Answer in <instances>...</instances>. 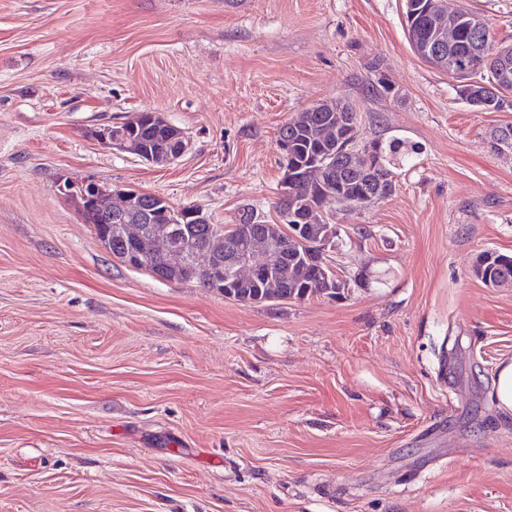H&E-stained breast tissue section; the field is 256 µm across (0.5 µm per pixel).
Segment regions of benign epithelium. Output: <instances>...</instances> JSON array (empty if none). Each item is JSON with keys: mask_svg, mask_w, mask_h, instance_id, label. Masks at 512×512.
<instances>
[{"mask_svg": "<svg viewBox=\"0 0 512 512\" xmlns=\"http://www.w3.org/2000/svg\"><path fill=\"white\" fill-rule=\"evenodd\" d=\"M425 15L432 21L439 46L453 45L458 37V23L466 17V7L459 5L448 8V0H426ZM418 50L434 61L441 69L453 73L460 67V61L455 55L445 56L434 52L429 44H418ZM495 60L497 79L483 85L488 91V103L493 105L499 96L512 86V46L497 45L492 54ZM136 127V120H125L114 125H107L97 131L98 138L121 150L137 152L138 142L131 134ZM321 139L334 149L346 151L354 139L352 134L347 138L335 135L331 126L321 129ZM82 199L80 208L92 213L100 227V238L105 243L114 240L122 244L140 245L150 238L161 247L165 264L173 268L190 267L202 261L199 253L181 245V233L176 225L188 219L198 224L207 223L203 210L194 207H184L178 210V215L168 220L166 224H152L154 217L151 201L145 198V193L137 190L115 189L108 191L96 182H84L79 191ZM309 246L305 239L294 236L290 243L270 235L250 237L246 246L238 249H228V258L224 266L211 268L206 282L219 287L225 280L247 283L262 276L265 300H281L282 280L285 274L293 273V261L285 260V255L298 253L303 247Z\"/></svg>", "mask_w": 512, "mask_h": 512, "instance_id": "7a95c632", "label": "benign epithelium"}]
</instances>
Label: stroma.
Listing matches in <instances>:
<instances>
[{
  "instance_id": "1",
  "label": "stroma",
  "mask_w": 512,
  "mask_h": 512,
  "mask_svg": "<svg viewBox=\"0 0 512 512\" xmlns=\"http://www.w3.org/2000/svg\"><path fill=\"white\" fill-rule=\"evenodd\" d=\"M512 44V0H463ZM405 0H0V512H512V126L413 51ZM391 94L376 92L378 76ZM340 99L401 141L335 224L338 299L244 303L116 259L64 184L280 223L277 132ZM154 111L168 166L95 133ZM492 253V254H491ZM477 279L492 287L512 284V255L500 252H483L473 265ZM492 397L504 415H512V361L502 362L497 367Z\"/></svg>"
}]
</instances>
